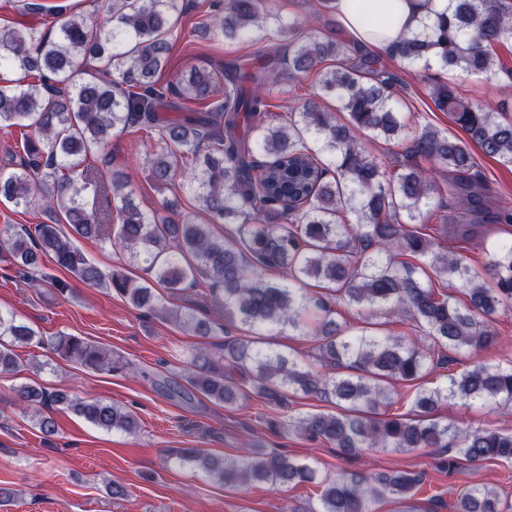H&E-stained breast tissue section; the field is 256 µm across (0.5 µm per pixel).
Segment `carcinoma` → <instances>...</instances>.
<instances>
[{"instance_id": "obj_1", "label": "carcinoma", "mask_w": 512, "mask_h": 512, "mask_svg": "<svg viewBox=\"0 0 512 512\" xmlns=\"http://www.w3.org/2000/svg\"><path fill=\"white\" fill-rule=\"evenodd\" d=\"M451 2L432 33L407 34L387 55L488 80L501 73L512 77L499 57V49L512 43V0ZM186 9L187 0H109L105 17L74 14L55 39L31 25L0 27V70L24 74L0 84V125L26 129L24 156L0 170V201L26 208L43 198L70 226L68 233L59 224H35L1 235L0 259L33 287L42 280L62 294L69 284L41 272L40 257H49L78 281L112 289L132 307L198 336L210 335L211 322L162 298H174L188 285L204 286L224 309V349L192 353L188 384L230 406L243 396L257 397L278 414L269 421L276 430L328 443L341 455L431 448L438 469L448 473L466 464L512 463V433L462 429L433 416L438 404L455 399L511 408L512 362L504 367L475 360L441 386L416 385L429 367H447L449 359L433 353L435 347L478 353L496 345L493 316L512 304V239L497 243L481 276L462 258L434 252L421 230V217L440 191L431 179L438 167L448 169L446 192L481 202L485 187L473 172L468 144L425 127L408 140L404 160L371 155L361 136L386 142L407 136L408 123L394 99L396 77L374 53L337 38L321 40L266 12L263 0L218 6V33L229 40L273 36L287 43L293 70L316 75L321 96L335 98L346 120L312 101L277 124L266 121L270 75L261 68L240 73L231 65H201L164 84L157 76L168 64L170 21ZM91 66V80L72 82ZM432 99L486 156L512 165V120L489 104L471 106L444 80L435 82ZM202 103L205 112L191 108ZM130 127L157 134L148 156L156 188L175 185L193 195L207 223L145 211L124 192L122 171L106 174L85 163L89 151L108 147L112 131ZM215 224L225 225L224 235L212 233ZM78 237L122 247L147 264L150 279L137 281L121 271L104 275L75 245ZM405 256L430 258L429 267L464 288L468 302L458 304ZM271 269L286 276L268 280ZM308 280L324 284L325 292H311ZM340 304L365 311L368 319L341 326ZM391 314L410 319L431 343L380 334L371 318ZM239 324L250 335H229ZM287 327L317 341L325 370L262 347V337ZM33 344L95 371L132 367L77 336L44 337L15 313L0 312V374L18 372L14 348ZM394 381L414 386L409 414L388 413ZM291 391L332 398L341 412L293 416ZM14 395L25 413L56 406L107 431L138 429L133 412L98 399L32 383L17 386ZM176 458L230 487L317 481L320 506L311 512H376L387 497L411 500L423 480L406 470L370 476L340 470L321 478L310 464L269 448L229 458L181 448ZM456 512L501 509L494 490L464 485Z\"/></svg>"}]
</instances>
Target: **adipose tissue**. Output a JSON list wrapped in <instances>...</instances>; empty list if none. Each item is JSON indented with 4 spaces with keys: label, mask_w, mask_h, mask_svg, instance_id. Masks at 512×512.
I'll return each mask as SVG.
<instances>
[{
    "label": "adipose tissue",
    "mask_w": 512,
    "mask_h": 512,
    "mask_svg": "<svg viewBox=\"0 0 512 512\" xmlns=\"http://www.w3.org/2000/svg\"><path fill=\"white\" fill-rule=\"evenodd\" d=\"M334 8L355 41L382 51L428 17L447 11L448 0H335Z\"/></svg>",
    "instance_id": "1"
}]
</instances>
